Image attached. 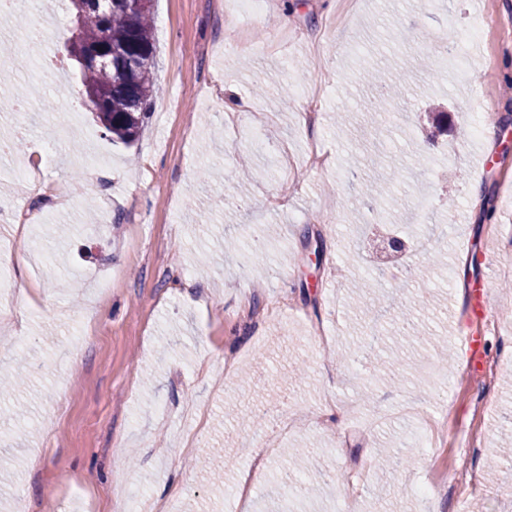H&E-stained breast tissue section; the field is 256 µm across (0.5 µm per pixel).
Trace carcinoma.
<instances>
[{
  "mask_svg": "<svg viewBox=\"0 0 512 512\" xmlns=\"http://www.w3.org/2000/svg\"><path fill=\"white\" fill-rule=\"evenodd\" d=\"M69 2L75 18L69 55L79 69L86 105L112 137L131 144L152 111L156 93L152 11L135 8L129 0H112L107 14L99 10V0ZM107 40L120 53L110 67L93 64L92 53Z\"/></svg>",
  "mask_w": 512,
  "mask_h": 512,
  "instance_id": "carcinoma-1",
  "label": "carcinoma"
}]
</instances>
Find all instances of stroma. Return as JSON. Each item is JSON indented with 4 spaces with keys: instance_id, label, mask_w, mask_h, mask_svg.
Listing matches in <instances>:
<instances>
[{
    "instance_id": "1",
    "label": "stroma",
    "mask_w": 512,
    "mask_h": 512,
    "mask_svg": "<svg viewBox=\"0 0 512 512\" xmlns=\"http://www.w3.org/2000/svg\"><path fill=\"white\" fill-rule=\"evenodd\" d=\"M152 10L157 107L133 146L94 121L68 56L52 61L62 95L50 107L27 71L0 70V138L64 153L34 169L38 200L0 157V196L37 210L21 237L0 222L13 246L0 270L28 291L9 313L17 346L0 344V369L24 379L0 400V512L21 497L29 512H124L131 488L174 512H512V452L499 446L512 431V0H267L257 18L230 0ZM242 25L253 52L230 47ZM301 78L325 82L323 97L282 108L281 87ZM383 81L401 94L370 109ZM213 83L250 100L237 130L223 97L203 96ZM487 98L491 148L469 133ZM69 107L79 127L65 137ZM432 112L447 113L444 131ZM98 150L111 166L96 176L85 159ZM475 184L492 219L470 201ZM382 217L438 247L389 256L372 235ZM480 283L492 317L475 375L457 331ZM314 328L351 356L330 355ZM328 399L341 412L330 427L316 419ZM409 405L440 419V437L380 468L412 436ZM259 439L265 472L243 509L235 486ZM298 446L329 484L279 486ZM195 457L223 482L203 480Z\"/></svg>"
}]
</instances>
